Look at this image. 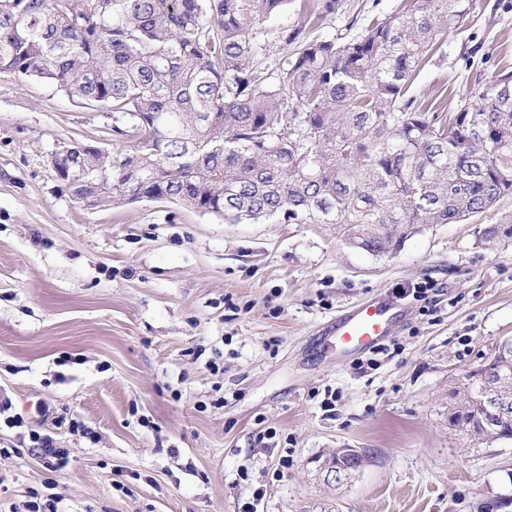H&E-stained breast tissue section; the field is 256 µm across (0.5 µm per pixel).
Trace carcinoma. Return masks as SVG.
Returning <instances> with one entry per match:
<instances>
[{
    "mask_svg": "<svg viewBox=\"0 0 512 512\" xmlns=\"http://www.w3.org/2000/svg\"><path fill=\"white\" fill-rule=\"evenodd\" d=\"M288 0H0V72L54 82L115 114L109 153L53 160L83 202L163 199L238 224H334L393 254L419 224H454L512 194V70L469 84L443 116L409 95L474 0H406L351 35L281 32L277 82L249 60ZM320 0L315 15L344 12ZM512 239V216L483 242ZM449 389L448 426L512 441V349ZM509 414L486 425L488 402Z\"/></svg>",
    "mask_w": 512,
    "mask_h": 512,
    "instance_id": "obj_1",
    "label": "carcinoma"
}]
</instances>
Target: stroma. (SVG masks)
Listing matches in <instances>:
<instances>
[{
	"label": "stroma",
	"instance_id": "stroma-1",
	"mask_svg": "<svg viewBox=\"0 0 512 512\" xmlns=\"http://www.w3.org/2000/svg\"><path fill=\"white\" fill-rule=\"evenodd\" d=\"M400 0H345L318 23L290 0L263 25L259 68L301 24L332 37ZM411 92L455 105L512 68V0H475ZM115 118L55 83L0 73V512H512V442L448 428L450 387L512 336V241L479 231L512 196L458 224H423L392 255L332 224H227L167 202L88 206L51 157L68 139L113 148ZM406 319L382 349L325 350L336 319L379 294ZM68 453L46 469L32 433ZM355 448L342 480L324 462Z\"/></svg>",
	"mask_w": 512,
	"mask_h": 512
}]
</instances>
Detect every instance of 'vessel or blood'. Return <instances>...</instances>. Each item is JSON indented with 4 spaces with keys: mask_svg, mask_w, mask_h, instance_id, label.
I'll list each match as a JSON object with an SVG mask.
<instances>
[{
    "mask_svg": "<svg viewBox=\"0 0 512 512\" xmlns=\"http://www.w3.org/2000/svg\"><path fill=\"white\" fill-rule=\"evenodd\" d=\"M404 310L389 296L376 295L342 315L333 330L337 356L350 357L376 347L394 334Z\"/></svg>",
    "mask_w": 512,
    "mask_h": 512,
    "instance_id": "vessel-or-blood-1",
    "label": "vessel or blood"
}]
</instances>
